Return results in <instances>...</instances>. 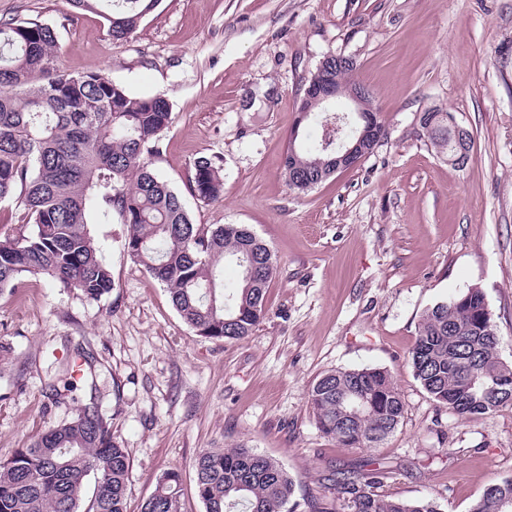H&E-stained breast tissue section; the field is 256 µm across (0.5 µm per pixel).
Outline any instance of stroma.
<instances>
[{"label":"stroma","instance_id":"obj_1","mask_svg":"<svg viewBox=\"0 0 512 512\" xmlns=\"http://www.w3.org/2000/svg\"><path fill=\"white\" fill-rule=\"evenodd\" d=\"M13 17L55 28L62 71L164 94L171 122L155 170L194 223L248 225L277 271L250 336L205 338L127 257L125 225H95L114 281L102 300L43 275L0 295V460L94 396L132 464L127 512L168 470L183 479L181 512H204L198 454L240 444L314 496L336 468L389 461L384 494L432 498L442 512H470L512 477V405L459 417L408 364L426 308L472 287L512 364V0H159L119 41L68 0H0V19ZM329 52L355 60L384 135L300 193L282 157L291 138L322 134L297 106ZM430 109L470 131L466 166L430 144ZM201 156L222 169L218 200L191 193ZM363 368L388 370L404 414L379 446L347 448L319 430L308 391L327 372Z\"/></svg>","mask_w":512,"mask_h":512}]
</instances>
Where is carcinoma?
<instances>
[{
    "mask_svg": "<svg viewBox=\"0 0 512 512\" xmlns=\"http://www.w3.org/2000/svg\"><path fill=\"white\" fill-rule=\"evenodd\" d=\"M72 14L97 11L115 40L137 29L158 0H69ZM56 30L44 23L0 19V201L15 198L32 231L0 238V294L28 275H47L99 301L114 286L112 271L91 234L93 224L127 226L130 260L160 281L184 322L199 335L243 339L265 312L275 271L270 248L242 224L211 229L194 224L181 196L154 170L171 112L157 93L144 97L98 73L72 75L56 67ZM448 112L435 113L429 132L441 153L452 146ZM334 157L323 141L298 145L283 158L289 186L316 187ZM201 200L221 197V168L198 158L191 178ZM239 270L228 288L221 264ZM499 339L483 291L470 288L422 316L409 364L423 389L463 418H477L512 396V365L499 361ZM319 429L340 445L365 448L398 427L404 404L388 371L336 370L308 393ZM390 466L372 459L330 478L325 496H297L276 460L245 445L201 452L195 492L205 512H440L432 499L405 500L381 492ZM131 472L112 441V419L91 397L68 422L49 426L11 458L0 460V512H127ZM95 480L82 508L89 480ZM181 475L162 473L141 512H181ZM512 479L489 485L471 512H512Z\"/></svg>",
    "mask_w": 512,
    "mask_h": 512,
    "instance_id": "cac0c4a2",
    "label": "carcinoma"
}]
</instances>
